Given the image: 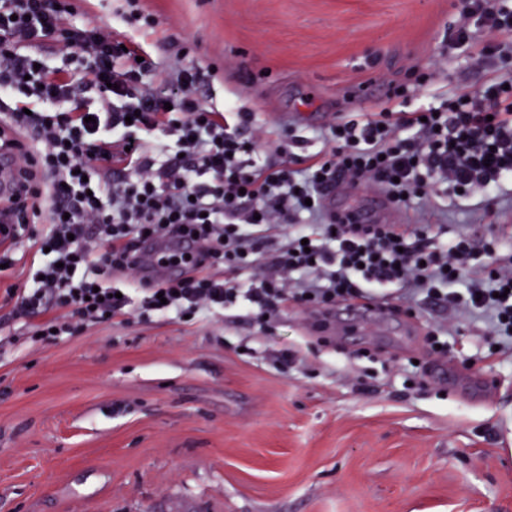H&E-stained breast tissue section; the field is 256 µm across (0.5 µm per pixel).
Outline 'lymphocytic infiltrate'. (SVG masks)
<instances>
[{
  "label": "lymphocytic infiltrate",
  "instance_id": "obj_1",
  "mask_svg": "<svg viewBox=\"0 0 512 512\" xmlns=\"http://www.w3.org/2000/svg\"><path fill=\"white\" fill-rule=\"evenodd\" d=\"M67 2L0 0V147L17 183L0 241L40 245L10 293L15 316H42V342L130 315L182 318L237 304L263 327L290 298L328 309L385 300L395 287L489 323V356L512 341V236L482 245L437 239L424 225L320 221L327 190L340 182L379 187L407 207L438 182L467 196L512 184L511 74L491 75L480 94L410 111L396 108L392 91L363 120L330 126L326 150L297 169L283 147L270 153L231 132V122L248 120L233 100L201 103L196 68L163 75L111 31L68 33ZM463 3L484 36L464 25L456 42L480 59L500 50L512 7ZM62 32L73 68L42 67L27 54ZM31 100L37 109L24 113ZM143 132L157 136L159 155L142 151ZM41 214L39 235L32 224ZM163 243L176 249L160 264H177L179 274L145 275L140 252ZM271 245L276 275L242 287L236 274Z\"/></svg>",
  "mask_w": 512,
  "mask_h": 512
}]
</instances>
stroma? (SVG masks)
<instances>
[{"mask_svg": "<svg viewBox=\"0 0 512 512\" xmlns=\"http://www.w3.org/2000/svg\"><path fill=\"white\" fill-rule=\"evenodd\" d=\"M117 29L160 67L192 65L299 162L335 122L408 84L405 108L479 92L461 0H140ZM430 73L418 86L414 75ZM401 208L402 223L485 242L512 234V192ZM0 271V512H512V364L426 353L439 323L483 322L391 291L385 320L290 301L268 328L236 308L86 326L56 344L5 299Z\"/></svg>", "mask_w": 512, "mask_h": 512, "instance_id": "1", "label": "stroma"}]
</instances>
